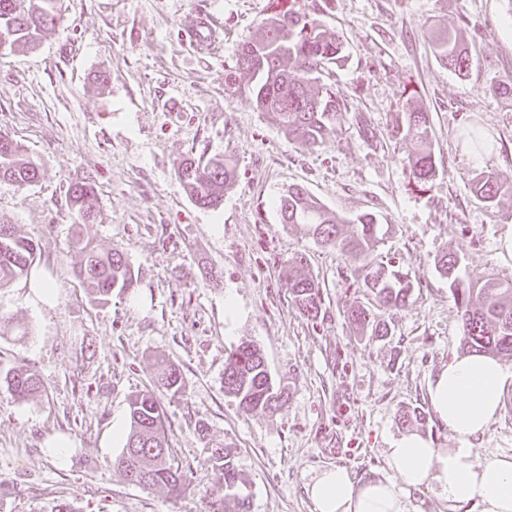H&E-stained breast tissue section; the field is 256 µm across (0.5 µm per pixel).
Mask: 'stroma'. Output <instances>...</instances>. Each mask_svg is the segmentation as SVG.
<instances>
[{
	"mask_svg": "<svg viewBox=\"0 0 512 512\" xmlns=\"http://www.w3.org/2000/svg\"><path fill=\"white\" fill-rule=\"evenodd\" d=\"M340 35L345 55L332 80L348 109L305 150L253 99L224 87L240 43L269 0H60L63 23L35 49H0V133L40 166L20 188L0 180V224L37 245L35 274L58 284L33 304L28 278L0 289V372L34 368L44 385L24 402L0 382V512H208L221 443L247 481L250 512H314L306 492L324 468L382 476L384 450L414 431L435 447L459 442L430 408L428 385L462 354L459 316L435 260L456 253L461 277L512 279V196L490 210L471 190L483 171L512 176V0H304ZM223 42L191 46L198 18ZM462 30L473 58L461 79L436 53L437 29ZM360 96H353L355 87ZM424 103L437 165L421 189L390 137L409 95ZM495 147L478 156L467 125ZM221 155L236 168L218 209L197 206L176 177L189 156ZM94 181L100 217L84 233L119 249L138 276L132 294L95 301L75 278L82 254L70 184ZM293 185L343 218L371 212L392 231L379 261L408 272L409 306L387 308L360 286L355 266L280 221ZM304 254L321 284L317 317L292 300L282 273ZM234 310H226V299ZM364 305L390 329L375 338L348 322ZM256 344L284 395L276 411L242 412L224 392V353ZM181 373L179 393L157 385L161 362ZM154 392L168 416L176 462L188 475L178 498L147 491L112 467L129 432L128 401ZM423 423H402L405 413ZM69 440L65 458L48 443ZM470 444L477 456L512 454V385L499 415Z\"/></svg>",
	"mask_w": 512,
	"mask_h": 512,
	"instance_id": "stroma-1",
	"label": "stroma"
}]
</instances>
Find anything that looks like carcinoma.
Segmentation results:
<instances>
[{
    "label": "carcinoma",
    "instance_id": "cac0c4a2",
    "mask_svg": "<svg viewBox=\"0 0 512 512\" xmlns=\"http://www.w3.org/2000/svg\"><path fill=\"white\" fill-rule=\"evenodd\" d=\"M58 0H0V44L7 47L38 45L43 35L58 26L62 15ZM272 13L265 18L258 35L243 42L236 64L224 73V87L243 86L260 111L271 118L299 145L314 148L323 143L325 133L334 127L347 110V95L323 80L343 57V43L336 34L299 5V0H271ZM434 48L460 78L468 76L472 59L460 45L453 30L436 32ZM429 116L420 106H410L399 115L395 136L406 145V165L414 184L425 187L436 175V161L430 138ZM466 144L477 154L492 150L493 143L480 129L470 127L464 134ZM176 176L191 200L204 208L217 209L224 201V187L236 177L234 166L226 159L188 157L181 160ZM40 166L12 138L0 134V180L20 188L36 183ZM475 197L489 208L501 195L512 193V177L499 172H480L473 181ZM67 198L79 224H93L98 217L95 184L80 182L67 189ZM283 224H303L324 247H336L360 271L362 287L387 306L404 309L413 292L408 274L376 261L374 252L391 231L371 212L353 220L355 229L344 237L338 225L344 223L312 199L307 192L293 186L277 202ZM84 260L77 271L82 284L100 301L112 292L134 290L137 279L131 266L118 249L101 252L90 242L81 244ZM36 244L17 234L8 224L0 225V288L28 275L35 260ZM458 258L443 252L436 260L438 273L448 279V288L461 322V344L476 353L512 359V281L492 276L467 282L456 274ZM302 254L288 260L285 275L298 309L308 315L321 308L319 282L307 270ZM348 322L376 337L388 335L387 325L376 320L360 304L346 312ZM4 382L11 396L25 401L40 392L43 383L37 372L17 368L5 374ZM160 387L178 392L179 369L169 364L162 369ZM224 392L233 397L244 412L275 411L282 407V392L275 388L260 349L242 342L225 353ZM165 412L153 393L147 391L129 403L130 430L122 451L113 459V468L125 479L144 489L165 488L180 493L187 481L186 472L171 461V448L164 435ZM218 472V487L212 512H249L244 494L246 479L236 469L230 452L219 443L211 452Z\"/></svg>",
    "mask_w": 512,
    "mask_h": 512
}]
</instances>
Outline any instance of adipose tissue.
Instances as JSON below:
<instances>
[{
  "label": "adipose tissue",
  "instance_id": "obj_1",
  "mask_svg": "<svg viewBox=\"0 0 512 512\" xmlns=\"http://www.w3.org/2000/svg\"><path fill=\"white\" fill-rule=\"evenodd\" d=\"M512 381L497 359L478 353L453 357L431 380L428 394L437 418L459 447L437 448L418 433L394 439L385 450L388 476L354 480L345 467L319 471L307 485L314 512H422L413 492L431 486L448 512H512V455L478 458L470 440L499 414Z\"/></svg>",
  "mask_w": 512,
  "mask_h": 512
}]
</instances>
